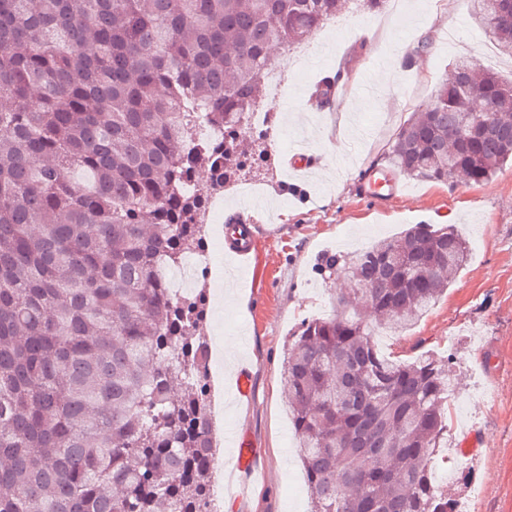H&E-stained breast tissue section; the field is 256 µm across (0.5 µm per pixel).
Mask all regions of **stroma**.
<instances>
[{"mask_svg": "<svg viewBox=\"0 0 512 512\" xmlns=\"http://www.w3.org/2000/svg\"><path fill=\"white\" fill-rule=\"evenodd\" d=\"M361 5L349 8L307 41L309 61L291 56L284 94L269 93L280 132L267 164L244 169L224 189V219L245 218L259 241L261 276L243 274L229 308L209 306L203 331L224 344V378L245 371L248 396L224 397V425L249 440L255 475L242 499L225 498L221 512H308L296 436L288 418L284 361L288 339L304 318L329 317L340 279L319 274L329 251H352L409 224H454L470 243L471 259L421 321L399 336L376 332L378 349L410 360L431 352L451 360L446 455H435L440 484L456 493V474L471 473L482 493L475 512H512V168L470 183L401 178L397 199L374 203L358 189L362 169L385 165L393 138L412 113L432 104L448 67L466 56L512 79V59L486 40L471 0H408L404 15L386 24ZM429 46L424 75L399 57L418 30ZM368 50L358 53L360 42ZM353 79L339 104L311 107L313 86L336 69ZM379 97H371L369 87ZM307 152L329 163L326 174L285 176L298 136Z\"/></svg>", "mask_w": 512, "mask_h": 512, "instance_id": "1", "label": "stroma"}]
</instances>
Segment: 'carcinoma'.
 I'll list each match as a JSON object with an SVG mask.
<instances>
[{"instance_id": "1", "label": "carcinoma", "mask_w": 512, "mask_h": 512, "mask_svg": "<svg viewBox=\"0 0 512 512\" xmlns=\"http://www.w3.org/2000/svg\"><path fill=\"white\" fill-rule=\"evenodd\" d=\"M344 0H0V512H210L205 290L161 273L202 248L207 191L267 162L236 130L272 48ZM512 57V0H473ZM490 123L458 131L472 104ZM221 124L224 148L201 147ZM390 165L478 183L512 163V80L459 58L398 130ZM471 257L453 224H413L323 256L350 280L301 322L285 379L311 512H456L432 459L448 447L452 369L385 356Z\"/></svg>"}]
</instances>
